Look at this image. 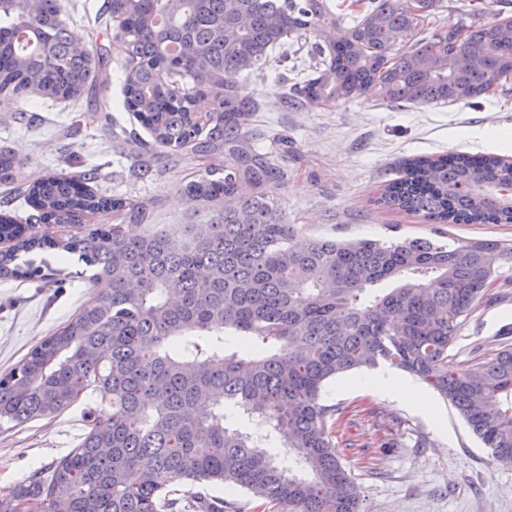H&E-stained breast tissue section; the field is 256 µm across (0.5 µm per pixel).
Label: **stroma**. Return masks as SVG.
<instances>
[{"label": "stroma", "mask_w": 512, "mask_h": 512, "mask_svg": "<svg viewBox=\"0 0 512 512\" xmlns=\"http://www.w3.org/2000/svg\"><path fill=\"white\" fill-rule=\"evenodd\" d=\"M118 46L110 48L108 81L77 102L30 97L22 107L0 104V148L21 161L18 183L45 173L95 172L99 194L122 195L151 210L150 228L169 230L197 219V205L182 186L210 164L199 155L131 154L114 139L113 125L135 126L120 107L123 75ZM274 71L244 86L259 103L258 133H285L297 151L288 158L291 179L278 190L297 242L427 238L448 242L512 244V224H428L418 216L377 205L399 161L444 153H494L512 160V140L484 131L512 132V92L465 103L404 107L369 91L332 110L291 105ZM34 263L63 271L62 281L0 277V374L16 366L46 336L74 318L96 292L76 257L33 254ZM476 305L448 354L475 365L496 352L512 328V262ZM343 377L325 383L321 402L340 408L335 442L340 461L360 492L361 512H512V467L493 462L458 411L438 394L444 428L413 407L369 392L343 390ZM93 392L61 414L21 427L0 425V494L22 476L68 454L85 433L84 416L104 410Z\"/></svg>", "instance_id": "stroma-1"}]
</instances>
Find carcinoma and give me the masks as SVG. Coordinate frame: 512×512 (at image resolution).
Wrapping results in <instances>:
<instances>
[{"mask_svg": "<svg viewBox=\"0 0 512 512\" xmlns=\"http://www.w3.org/2000/svg\"><path fill=\"white\" fill-rule=\"evenodd\" d=\"M437 0H357L339 18L328 0H103L96 22L122 47L123 107L151 136L123 142L221 159L183 193L202 219L146 228L147 205L88 188L91 177L47 174L17 196L32 212L0 213V274L42 278L22 253L63 249L102 283L70 322L0 376V422L53 417L90 391L110 410L89 411L81 443L46 471L0 495V512H232L212 484L244 489L288 512H360L320 402L326 381L386 364L447 399L512 465V346L477 365L448 358L476 302L512 261V246L429 239H314L297 248L276 191L288 186L293 141L265 150L248 125L256 103L241 80L290 71L297 103L332 108L376 87L412 106L471 104L512 79V19L441 23ZM64 0H0V102L34 94L75 101L104 82L108 56L74 42ZM311 72L294 65L303 48ZM476 49L464 68L462 52ZM206 98L207 112L196 102ZM21 161L0 149V184ZM385 188L388 207L431 224H511L512 162L493 154L416 156ZM94 224L61 242L46 228ZM394 282L392 288L382 284ZM238 339L226 353L224 333ZM267 426L225 424V407ZM288 440L286 467L266 441ZM184 486L182 493L169 489Z\"/></svg>", "mask_w": 512, "mask_h": 512, "instance_id": "cac0c4a2", "label": "carcinoma"}]
</instances>
